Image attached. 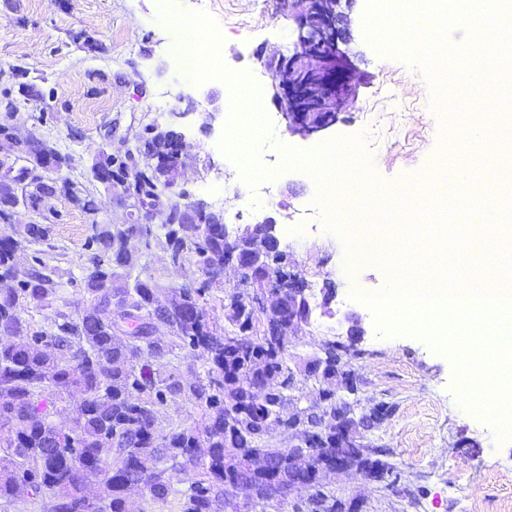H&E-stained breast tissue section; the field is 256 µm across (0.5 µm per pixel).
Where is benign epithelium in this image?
<instances>
[{
	"instance_id": "obj_1",
	"label": "benign epithelium",
	"mask_w": 512,
	"mask_h": 512,
	"mask_svg": "<svg viewBox=\"0 0 512 512\" xmlns=\"http://www.w3.org/2000/svg\"><path fill=\"white\" fill-rule=\"evenodd\" d=\"M305 12L297 21V36L293 50L272 63V88L289 133L308 137L333 126L346 102L354 96V90L347 82L334 81L336 70L348 61L347 46L351 42L348 19L342 10V0H304ZM148 134L155 136L173 135L175 152L169 162L178 164L183 147V134L148 128ZM0 158L10 161V166L0 167V182L15 187L35 178L53 190L71 195L76 181L70 178L72 169L79 166L76 159L56 164H40L29 156L17 152L13 141L0 139ZM110 188L117 201L133 209L138 208L128 183L112 180ZM186 191L172 193L169 199L168 215L176 212L192 215L206 209V203L196 200L187 204ZM228 251L224 268H232L241 274L237 287L226 293L230 302H237L244 293L251 295L255 309L266 312L264 337L269 340L291 339L292 329L309 325L310 319L300 312V305L309 304L308 282L300 271L288 270V253L280 248L276 225L266 219L254 227L225 231ZM257 267L270 269V276L263 287L243 289L250 273ZM273 297L276 304L266 308L267 299ZM351 325L346 334L334 341L323 344V357L305 366L311 377L320 371L336 365V354L355 347L364 340V330L357 319L350 317ZM344 414L336 412V447L327 448L322 441L319 428L302 423L293 415L281 420L279 428L296 432L297 442L290 446L288 463L289 490L300 493L305 499L306 512H332L335 501L319 484L311 480L316 464L324 463L336 471H355L356 463L344 448L350 443L349 431L344 425Z\"/></svg>"
}]
</instances>
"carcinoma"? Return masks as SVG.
<instances>
[{
    "instance_id": "1",
    "label": "carcinoma",
    "mask_w": 512,
    "mask_h": 512,
    "mask_svg": "<svg viewBox=\"0 0 512 512\" xmlns=\"http://www.w3.org/2000/svg\"><path fill=\"white\" fill-rule=\"evenodd\" d=\"M139 152L160 158L155 172L133 174L135 197L151 205L166 186L171 170L166 158L168 140L147 139ZM95 165L112 178L129 172L125 162L98 155ZM92 240L97 253L83 268L81 282L91 307L74 319L55 308L39 329L22 319L34 305L50 306L56 283L45 264L20 268L16 252L22 242L0 238V276L15 287L0 290V329L14 330L27 341L0 346V501L10 503L36 487L35 498L45 512H128L125 485L139 480L146 495L165 501L176 474L188 477L189 488L180 512H222L241 489L270 493L265 501L288 497V449L266 444V423L279 417L290 401L288 344L266 340L258 332L264 320L252 314L244 332L237 325L239 308L220 304L232 330L224 331L217 345L210 315L198 294L216 282L215 270L224 268V222L205 210L201 223L184 220L166 225L162 250L177 262L191 250L206 279L195 290L173 291L169 304L155 305L153 288L132 276L135 261L126 240L134 233L149 239L148 224H95ZM134 279L133 287L124 285ZM163 315L173 335L183 345L200 349L210 364L208 381L178 385V379L156 366V360L173 349L145 332V324ZM266 376L265 391L243 388L248 380ZM187 397L204 408L209 423L203 436L188 429L161 426L159 407L167 399ZM74 402L77 417L68 427L53 421L56 404ZM393 406L376 403L360 416L356 429L368 432ZM206 445V452L197 449ZM226 448L239 452L224 454ZM263 452L266 469H253L249 458ZM364 468L378 482L401 476L389 458H365Z\"/></svg>"
}]
</instances>
